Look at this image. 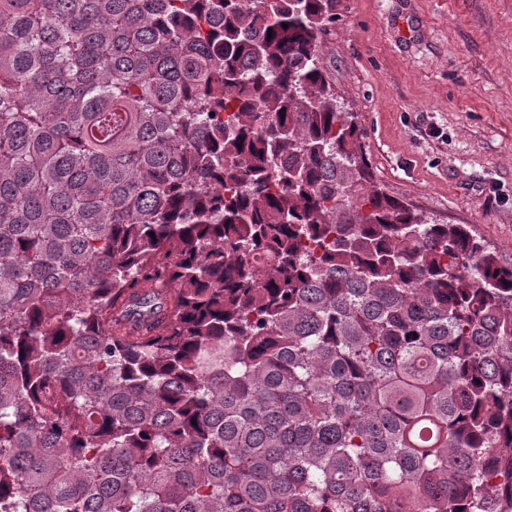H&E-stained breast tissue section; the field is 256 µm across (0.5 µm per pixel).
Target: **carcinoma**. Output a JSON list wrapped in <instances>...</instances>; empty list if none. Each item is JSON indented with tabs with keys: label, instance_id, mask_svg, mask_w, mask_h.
<instances>
[{
	"label": "carcinoma",
	"instance_id": "obj_1",
	"mask_svg": "<svg viewBox=\"0 0 512 512\" xmlns=\"http://www.w3.org/2000/svg\"><path fill=\"white\" fill-rule=\"evenodd\" d=\"M329 2L0 0V512H512V265L371 181Z\"/></svg>",
	"mask_w": 512,
	"mask_h": 512
}]
</instances>
